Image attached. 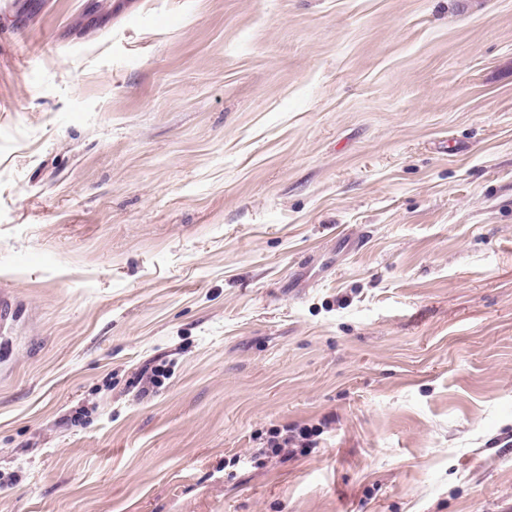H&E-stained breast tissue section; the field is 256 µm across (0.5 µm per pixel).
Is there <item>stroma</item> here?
I'll use <instances>...</instances> for the list:
<instances>
[{
    "mask_svg": "<svg viewBox=\"0 0 512 512\" xmlns=\"http://www.w3.org/2000/svg\"><path fill=\"white\" fill-rule=\"evenodd\" d=\"M0 293V512H512V0H0ZM281 430H274L271 432L269 438L266 440L267 449H271L273 453L281 452L283 448H317V441L313 439L315 436L319 435V428H299V429H291L288 427ZM291 433V434H288Z\"/></svg>",
    "mask_w": 512,
    "mask_h": 512,
    "instance_id": "obj_1",
    "label": "stroma"
}]
</instances>
